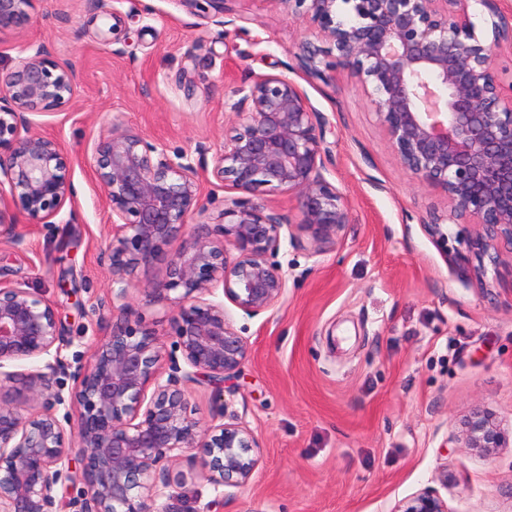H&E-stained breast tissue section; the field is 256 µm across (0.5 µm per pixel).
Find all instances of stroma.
I'll list each match as a JSON object with an SVG mask.
<instances>
[{
	"instance_id": "1",
	"label": "stroma",
	"mask_w": 512,
	"mask_h": 512,
	"mask_svg": "<svg viewBox=\"0 0 512 512\" xmlns=\"http://www.w3.org/2000/svg\"><path fill=\"white\" fill-rule=\"evenodd\" d=\"M231 8V24L217 27L173 0H33L28 24L0 31V71L43 43L80 75L73 105L37 127L69 154L76 213L51 224L16 213L23 242L0 240V275L54 303L70 340L64 357L87 364L112 328V275L101 259L109 219L88 148L117 115L168 151L212 163L245 75H286L329 120L326 178L352 222L321 254L307 233L283 241L287 294L275 309L250 317L229 307L246 361L221 385L185 389L202 422L246 424L260 464L248 485L219 493L180 461V512H394L424 488L450 512H512V266L480 288L464 270L466 239L426 233L422 218L447 200L401 168L362 90L342 70L328 83L296 72L299 46L320 41L314 27L273 0ZM113 24L117 34L102 40L99 29ZM165 277L157 262L128 291L160 334L170 307L145 289ZM477 408L504 432L503 447L467 446L464 422Z\"/></svg>"
}]
</instances>
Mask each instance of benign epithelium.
<instances>
[{
  "label": "benign epithelium",
  "instance_id": "benign-epithelium-1",
  "mask_svg": "<svg viewBox=\"0 0 512 512\" xmlns=\"http://www.w3.org/2000/svg\"><path fill=\"white\" fill-rule=\"evenodd\" d=\"M189 14L226 25L229 0H174ZM301 14L328 44L308 43L296 56L309 78H323L320 57L351 72L370 98L400 166L441 189L448 210L423 219L431 237L445 224L470 237L485 284L487 266L512 254V6L504 0H273ZM32 0H0V30L29 19ZM486 18L487 33L476 19ZM0 72V235L23 242L10 212L49 224L75 208L71 161L56 139L32 131L34 117L70 106L77 70L44 44ZM242 123L224 135L212 169L112 119L88 162L108 212L112 238L101 260L112 272L119 318L76 369L69 397L55 376L66 370L68 343L54 305L23 284L0 279V512H59L56 488L81 467L78 512H177L169 501L183 476L171 466L184 454L214 490L241 487L259 466L256 441L241 422L195 417L182 382L215 384L247 359L225 302L248 315L274 309L287 280L271 261L281 230L311 236L314 253L335 244L351 223L344 195L325 178L328 119L287 76L251 75L235 90ZM230 190L217 228L196 225L168 259L165 281L147 289L172 305L169 336L181 352V377L164 376L163 343L126 302L142 266L158 260L189 221L208 211L202 183ZM288 194L296 214L258 201L266 189ZM38 362L24 372L17 367ZM13 370L7 371L5 367ZM68 412L58 416L59 407ZM470 448H500L505 437L480 408L465 422ZM394 512H449L433 489L403 500Z\"/></svg>",
  "mask_w": 512,
  "mask_h": 512
}]
</instances>
